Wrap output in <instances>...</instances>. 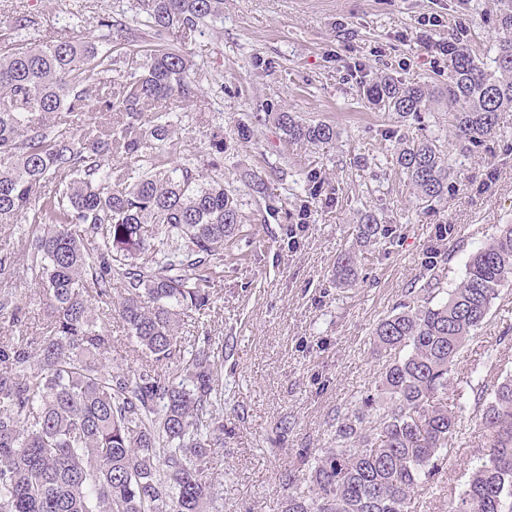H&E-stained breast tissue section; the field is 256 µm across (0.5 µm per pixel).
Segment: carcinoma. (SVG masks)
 I'll return each mask as SVG.
<instances>
[{
  "mask_svg": "<svg viewBox=\"0 0 512 512\" xmlns=\"http://www.w3.org/2000/svg\"><path fill=\"white\" fill-rule=\"evenodd\" d=\"M220 3L145 0L143 9L157 32L191 30ZM499 29L493 69L452 38L446 91L384 77L367 97L406 121L445 96L461 149L486 144L499 113L512 110V0H500ZM116 64L106 38L6 37L0 45V226L19 217L32 224L26 274L44 289L48 319L45 334L0 346V512H218L211 458L224 438V392L212 337L179 349L176 335L181 313L210 309L241 214L218 159L206 176L190 162L164 168L157 160L176 113L143 117L155 104L198 96L184 57L152 49L144 71L114 92L107 87ZM94 88L102 91L98 113L119 120L79 138L49 123L53 113H84ZM255 120L274 122L293 144L337 137L326 122L271 106ZM109 154L138 166L137 179L109 166ZM397 162L421 204L448 193L453 171L433 140L404 146ZM51 180L57 188L46 196ZM88 234L100 240L93 252L82 244ZM385 235L370 215L357 226L361 242ZM356 261L352 251L338 258L336 282ZM509 281L512 224H504L470 254L459 283L446 288L433 271L427 297L377 323V347L398 357L374 391L336 415V447L298 453L294 466L308 484L288 495L285 512H409L460 432L464 407L446 399L451 372ZM95 301L114 307L149 359L112 370V333ZM21 311L0 294L1 316L16 321ZM469 388L481 407L480 451L448 512H512V375Z\"/></svg>",
  "mask_w": 512,
  "mask_h": 512,
  "instance_id": "carcinoma-1",
  "label": "carcinoma"
}]
</instances>
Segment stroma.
<instances>
[{"label": "stroma", "mask_w": 512, "mask_h": 512, "mask_svg": "<svg viewBox=\"0 0 512 512\" xmlns=\"http://www.w3.org/2000/svg\"><path fill=\"white\" fill-rule=\"evenodd\" d=\"M498 12L499 0H222L218 15L196 30L158 34L145 26L140 0H0V35L26 13L39 22L38 38L98 37L99 20L110 16L122 23L113 45L135 66L160 44L180 50L199 81L197 98L166 106L180 122L163 164L190 159L204 167L211 142L223 138L224 185L250 233L225 258L208 315L182 314L178 330L224 343V445L213 459L220 512H283L292 489L305 488L296 455L334 447L336 413L374 391L393 355L377 350L373 328L409 302V289L423 287L437 225L455 227L439 267L453 285L469 254L512 224V111L500 113L485 149L467 154L454 143L446 104L401 122L363 95L384 76L447 83L437 47L461 28L476 58L489 62ZM429 16L437 25L426 24ZM270 105L333 124L339 137L289 144L274 125L253 122ZM245 125L253 128L246 140ZM424 138L455 170L452 190L427 209L397 164L404 142ZM248 169L268 175L267 195L242 181ZM313 172L320 186L308 183ZM367 215L392 228L391 237L357 243L355 227ZM350 248L357 275L341 288L336 260ZM1 289L23 312L17 322L0 317V343L45 332L38 282L0 275ZM99 317L112 332L113 367L140 363L135 339L110 308ZM473 371L489 385L512 373V284L501 288L452 377Z\"/></svg>", "instance_id": "1"}]
</instances>
